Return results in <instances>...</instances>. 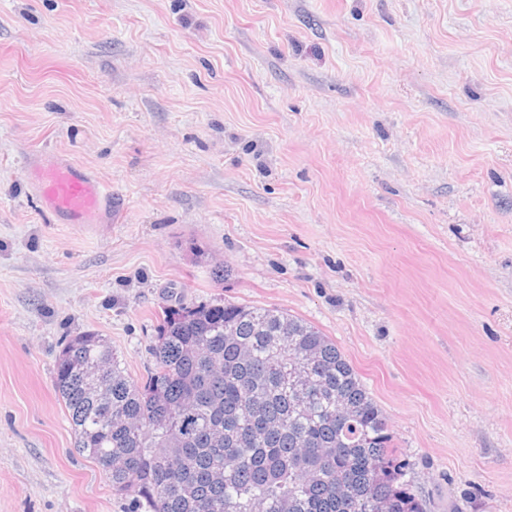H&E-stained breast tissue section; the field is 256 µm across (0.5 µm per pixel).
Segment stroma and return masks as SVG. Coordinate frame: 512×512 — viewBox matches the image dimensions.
I'll return each mask as SVG.
<instances>
[{"instance_id": "stroma-1", "label": "stroma", "mask_w": 512, "mask_h": 512, "mask_svg": "<svg viewBox=\"0 0 512 512\" xmlns=\"http://www.w3.org/2000/svg\"><path fill=\"white\" fill-rule=\"evenodd\" d=\"M43 152L111 217L55 223ZM224 301L336 343L423 512H512V0H0V512H148L58 356L139 380L165 310Z\"/></svg>"}]
</instances>
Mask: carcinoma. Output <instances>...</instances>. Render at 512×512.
Returning <instances> with one entry per match:
<instances>
[{
  "label": "carcinoma",
  "mask_w": 512,
  "mask_h": 512,
  "mask_svg": "<svg viewBox=\"0 0 512 512\" xmlns=\"http://www.w3.org/2000/svg\"><path fill=\"white\" fill-rule=\"evenodd\" d=\"M132 380L95 333L61 350L74 447L149 512H423L386 418L345 355L277 309L166 311ZM101 368L95 398L78 368Z\"/></svg>",
  "instance_id": "obj_1"
}]
</instances>
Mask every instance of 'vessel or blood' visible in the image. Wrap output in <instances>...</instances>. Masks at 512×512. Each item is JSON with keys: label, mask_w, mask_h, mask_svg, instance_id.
Listing matches in <instances>:
<instances>
[{"label": "vessel or blood", "mask_w": 512, "mask_h": 512, "mask_svg": "<svg viewBox=\"0 0 512 512\" xmlns=\"http://www.w3.org/2000/svg\"><path fill=\"white\" fill-rule=\"evenodd\" d=\"M30 174L43 206L62 224H95L112 201L91 174L60 157L34 163Z\"/></svg>", "instance_id": "1"}]
</instances>
